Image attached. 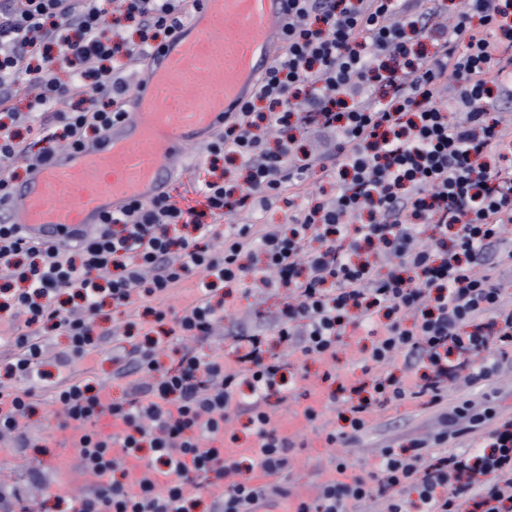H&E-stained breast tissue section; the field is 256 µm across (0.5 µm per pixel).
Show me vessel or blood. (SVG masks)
<instances>
[{"label":"vessel or blood","mask_w":512,"mask_h":512,"mask_svg":"<svg viewBox=\"0 0 512 512\" xmlns=\"http://www.w3.org/2000/svg\"><path fill=\"white\" fill-rule=\"evenodd\" d=\"M285 0H194L188 20L144 64L126 119L97 144L58 154L11 189L10 223L28 234L55 237L88 229L130 198L165 194L173 159L212 138L253 92L282 44ZM313 393L281 418L301 434L308 411H324ZM81 427L53 434L58 477L52 490L74 495L72 467Z\"/></svg>","instance_id":"obj_1"}]
</instances>
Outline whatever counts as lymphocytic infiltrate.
I'll list each match as a JSON object with an SVG mask.
<instances>
[{
  "mask_svg": "<svg viewBox=\"0 0 512 512\" xmlns=\"http://www.w3.org/2000/svg\"><path fill=\"white\" fill-rule=\"evenodd\" d=\"M180 0H120L119 13L141 32L140 42L105 34L99 0H0V112L32 93L39 134L79 148L100 141L127 116L130 87L118 78L125 60L166 44L182 23ZM442 0L416 10L413 0H288L283 44L251 98L224 119L195 177L205 207H184L171 194L129 200L93 230L56 240L9 223L13 165L49 163L54 151L0 132V310L25 320L0 340V438L26 447L23 428L36 404L56 405L55 425L109 413L129 428L123 446L144 453L164 486L131 492L117 479L122 466L112 445L88 432L81 454L98 487L64 512H190L210 497L211 512H256L287 497V477L300 448L279 434V405L303 397L289 383V352L319 361L323 379L339 370L348 325L373 342L355 366L371 378V393L344 400V430L328 444L362 441L371 415L406 402L431 409L430 437L384 443L372 470L353 472L337 458L340 478L321 484L302 512H354L376 501L379 512H512V419L495 407L474 411L470 393L491 386L512 357V308L503 304L501 268L512 267V125L500 112L512 103V0H458L450 23H440ZM60 47L70 64L60 79L52 56L31 50ZM456 83L461 116L441 104ZM318 127L322 151L299 154L296 131ZM275 133L270 148L267 133ZM336 185L329 201L303 202L312 172ZM295 199L288 227L235 224L232 216ZM376 249L386 274L359 261ZM263 255L258 285L286 289L269 324L231 325L234 368L203 348L223 309L211 299L215 283L241 282L248 258ZM200 278L199 295L169 305L182 281ZM153 298L157 320L181 342L175 365L160 368L156 347L132 346L117 356L113 378L145 377L121 399L101 401V384L77 363L96 334L104 304L133 313ZM50 325L70 344L62 372H41ZM426 367L420 380L391 374ZM247 417L262 440L260 455L221 457L201 446L203 433L237 441L233 425ZM480 433L478 446L449 447ZM273 473L271 485H251L255 469Z\"/></svg>",
  "mask_w": 512,
  "mask_h": 512,
  "instance_id": "f902f5d3",
  "label": "lymphocytic infiltrate"
}]
</instances>
